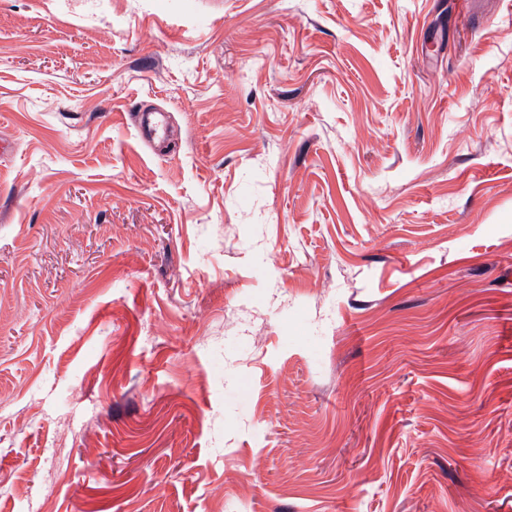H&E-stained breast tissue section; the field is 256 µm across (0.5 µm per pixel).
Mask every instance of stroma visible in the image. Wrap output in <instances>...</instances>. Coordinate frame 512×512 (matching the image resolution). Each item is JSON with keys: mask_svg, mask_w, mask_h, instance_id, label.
I'll use <instances>...</instances> for the list:
<instances>
[{"mask_svg": "<svg viewBox=\"0 0 512 512\" xmlns=\"http://www.w3.org/2000/svg\"><path fill=\"white\" fill-rule=\"evenodd\" d=\"M474 2L0 0V512H512Z\"/></svg>", "mask_w": 512, "mask_h": 512, "instance_id": "1", "label": "stroma"}]
</instances>
